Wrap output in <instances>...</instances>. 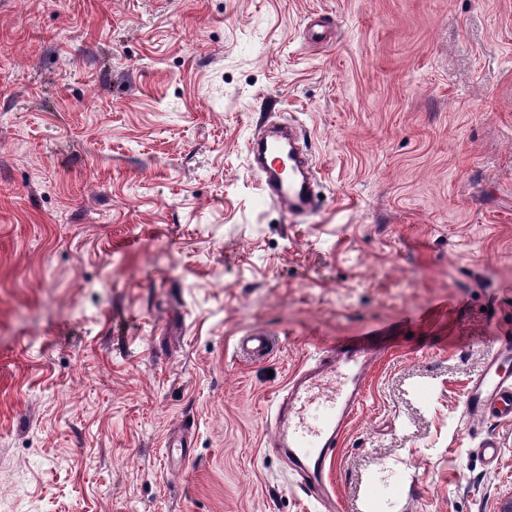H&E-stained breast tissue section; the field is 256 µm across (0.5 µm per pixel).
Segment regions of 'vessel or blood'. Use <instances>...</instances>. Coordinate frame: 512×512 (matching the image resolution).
Wrapping results in <instances>:
<instances>
[{"instance_id":"obj_1","label":"vessel or blood","mask_w":512,"mask_h":512,"mask_svg":"<svg viewBox=\"0 0 512 512\" xmlns=\"http://www.w3.org/2000/svg\"><path fill=\"white\" fill-rule=\"evenodd\" d=\"M247 154L268 202L294 218L314 210L316 165L296 124L262 125L248 141ZM373 341L368 333L345 337L330 359L301 369L291 378L278 405L275 445L286 449L311 496H318L325 464L334 456L358 403ZM273 349L272 338L262 332L241 337L237 344L242 357L254 360L269 356ZM338 374L344 378L342 391L315 396L322 382ZM464 407L471 418L512 421V337H502L497 355L472 381Z\"/></svg>"}]
</instances>
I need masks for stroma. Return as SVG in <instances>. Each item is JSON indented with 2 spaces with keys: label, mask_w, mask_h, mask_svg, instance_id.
I'll list each match as a JSON object with an SVG mask.
<instances>
[{
  "label": "stroma",
  "mask_w": 512,
  "mask_h": 512,
  "mask_svg": "<svg viewBox=\"0 0 512 512\" xmlns=\"http://www.w3.org/2000/svg\"><path fill=\"white\" fill-rule=\"evenodd\" d=\"M267 120L303 222L249 169ZM364 331L327 509L275 400ZM502 336L512 0H0V512H497L512 421L464 401ZM246 148L250 169L259 177L268 202L293 218L314 210L318 201L316 165L296 124H263ZM284 159H288V174L280 167ZM274 349L272 338L266 333L255 332L242 336L237 344L238 353L247 359H263Z\"/></svg>",
  "instance_id": "35a3bbf8"
}]
</instances>
